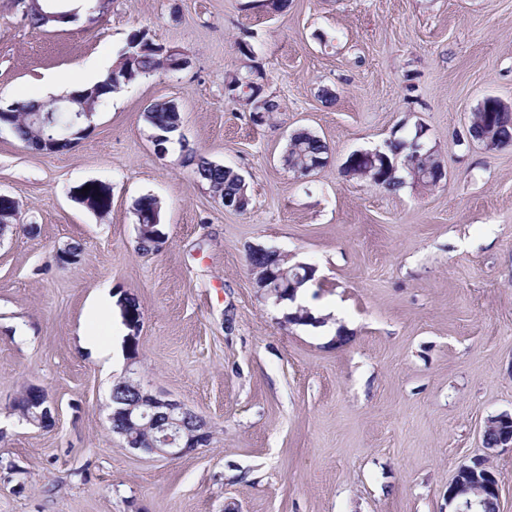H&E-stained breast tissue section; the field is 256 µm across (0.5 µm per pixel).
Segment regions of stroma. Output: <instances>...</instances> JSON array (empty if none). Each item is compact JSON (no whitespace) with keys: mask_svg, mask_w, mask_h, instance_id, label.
I'll use <instances>...</instances> for the list:
<instances>
[{"mask_svg":"<svg viewBox=\"0 0 512 512\" xmlns=\"http://www.w3.org/2000/svg\"><path fill=\"white\" fill-rule=\"evenodd\" d=\"M138 30L188 66L124 88L69 150L0 131V194L20 205L0 239V512H448L457 468L481 458L512 512V449L482 443L512 410V146L468 132L485 97L512 106V0H289L273 15L258 0H110L96 22L47 29L0 0V102L110 71ZM251 67L280 105L260 124L225 92ZM159 100L183 120L162 157L145 119ZM420 127L446 181L406 173L390 192L344 175L350 153ZM298 129L329 146L307 177L283 163ZM188 148L244 177L247 211L196 180ZM86 181L110 186L108 214L73 199ZM145 194L165 233L148 253ZM71 243L78 261L60 264ZM256 246L316 266L305 302L346 345L284 323L255 285ZM105 294L136 299L139 378L206 420L207 446L168 460L112 432L129 330L91 312ZM108 338L109 361L91 348ZM31 384L56 406L50 427L13 411ZM161 202L158 198L153 195H143L141 196L135 203V211L138 224V233H139V241L141 239L142 234L146 230L145 224H159L153 225L154 230L156 232V228L161 232V224H160V213H161ZM159 219V223H156V219ZM155 232H147L141 240L140 248L144 252H149L156 249V236Z\"/></svg>","mask_w":512,"mask_h":512,"instance_id":"35a3bbf8","label":"stroma"}]
</instances>
